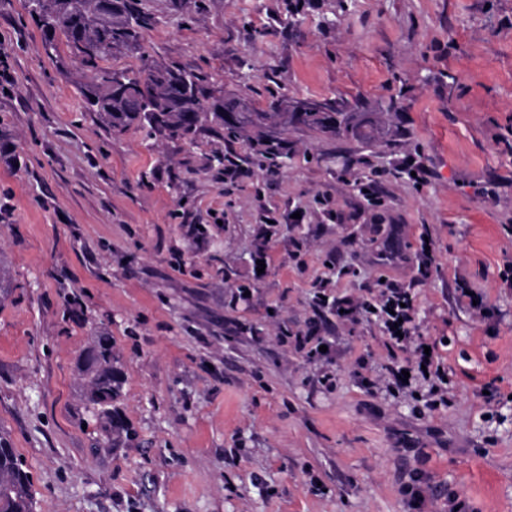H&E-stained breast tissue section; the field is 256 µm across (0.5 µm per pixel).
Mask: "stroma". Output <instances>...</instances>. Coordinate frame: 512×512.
Returning <instances> with one entry per match:
<instances>
[{
  "label": "stroma",
  "mask_w": 512,
  "mask_h": 512,
  "mask_svg": "<svg viewBox=\"0 0 512 512\" xmlns=\"http://www.w3.org/2000/svg\"><path fill=\"white\" fill-rule=\"evenodd\" d=\"M149 4L114 67L190 66L259 109L358 101L374 138L291 129L275 162L250 129L108 131L83 111L88 73L0 0V433L34 512H512V0ZM382 279L410 289L447 408L391 389L375 317L338 315ZM100 336L123 364L120 434L80 370Z\"/></svg>",
  "instance_id": "obj_1"
}]
</instances>
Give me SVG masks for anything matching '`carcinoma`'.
<instances>
[{"instance_id":"carcinoma-1","label":"carcinoma","mask_w":512,"mask_h":512,"mask_svg":"<svg viewBox=\"0 0 512 512\" xmlns=\"http://www.w3.org/2000/svg\"><path fill=\"white\" fill-rule=\"evenodd\" d=\"M108 11L118 21L105 23L103 15ZM30 15L37 16L47 54L57 52L62 44L68 55L91 73L82 87L83 107L110 131L137 125L149 136L192 142L205 127L235 138L240 128L249 126L257 132L256 151L269 158L281 154L280 144L266 140L268 132L277 128L292 126L316 133H341L356 140L373 139L364 124L353 121L350 105L343 99H312L315 111L297 117L280 111L279 100L268 111H251L240 100L225 95L223 85L191 67L154 65L134 73L108 65L155 24L146 0H42ZM81 371L88 378L89 402L111 417L113 431H128L110 411L122 385L110 337H97L86 352ZM0 512H33L31 477L3 434Z\"/></svg>"}]
</instances>
